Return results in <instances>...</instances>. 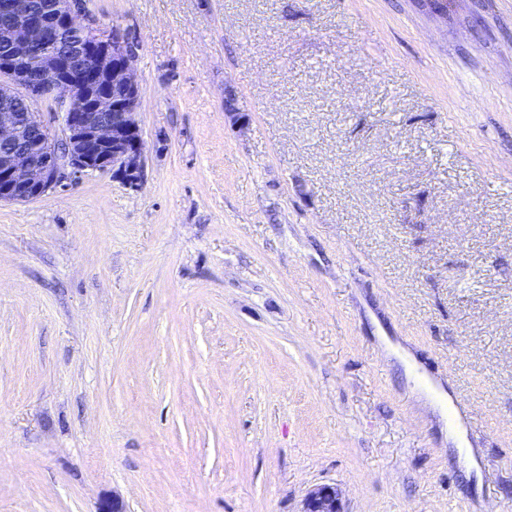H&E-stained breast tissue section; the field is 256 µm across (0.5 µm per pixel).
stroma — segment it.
<instances>
[{
  "label": "stroma",
  "instance_id": "stroma-1",
  "mask_svg": "<svg viewBox=\"0 0 512 512\" xmlns=\"http://www.w3.org/2000/svg\"><path fill=\"white\" fill-rule=\"evenodd\" d=\"M86 10L146 181L0 203V512H512V0ZM300 512H346L336 486L324 484L310 489Z\"/></svg>",
  "mask_w": 512,
  "mask_h": 512
}]
</instances>
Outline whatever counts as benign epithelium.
<instances>
[{"mask_svg": "<svg viewBox=\"0 0 512 512\" xmlns=\"http://www.w3.org/2000/svg\"><path fill=\"white\" fill-rule=\"evenodd\" d=\"M0 202L37 200L65 171L112 172L138 189L145 181V143L135 118L140 87L135 48L120 25L106 29L84 0H0ZM82 94L83 106L74 104ZM51 96L54 128L37 111ZM301 512H345L337 487L310 489Z\"/></svg>", "mask_w": 512, "mask_h": 512, "instance_id": "benign-epithelium-1", "label": "benign epithelium"}]
</instances>
